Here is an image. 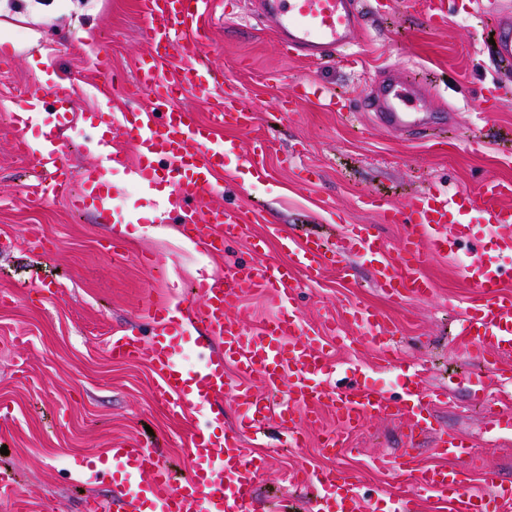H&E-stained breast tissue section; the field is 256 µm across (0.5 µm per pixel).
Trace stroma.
Masks as SVG:
<instances>
[{
  "label": "stroma",
  "instance_id": "obj_1",
  "mask_svg": "<svg viewBox=\"0 0 512 512\" xmlns=\"http://www.w3.org/2000/svg\"><path fill=\"white\" fill-rule=\"evenodd\" d=\"M382 14L368 13L358 64L339 60L310 64L282 57L275 31L251 0H223L215 6L208 41L197 56L217 82L214 93L232 87L253 107L248 129L220 128L215 140L232 139L238 159L227 162L219 181L223 198L258 213L253 235L265 238L263 258L247 242L214 252L189 238L176 219L165 218L171 195L162 184L141 188L128 170L139 154L120 142L108 180L100 187L112 198L111 220L77 210L69 201L36 204L23 188L33 173L17 158L10 115L20 94L45 96L57 79L74 83V110L64 121L62 146L73 171L98 164L92 149L100 135L98 113L122 114L123 93L108 87L102 69L135 78L137 58L148 52L138 0H0V404L11 412L0 422V472L13 478L27 500V512H79L84 495H108V485H83L77 463L113 444L145 441L156 446L179 476L189 470L191 415L170 413L154 394L155 375L142 360L112 359L109 336L137 329L145 315L144 293L163 307L174 306L200 275L222 277L259 261L285 260L271 226L291 235L318 233L339 245L351 225L369 224L391 252H399L407 224L385 223L365 195L395 211L419 192L469 190L485 178L512 183V68L498 67L489 52L492 12L497 0H447L444 24L428 25L413 0H388ZM52 51L54 69L33 68L31 59ZM408 68L432 89L424 110L441 115L445 103L457 112L443 129L439 149L408 141L357 119L330 112L314 101L294 112H278L296 83L328 86L358 106L376 73L387 65ZM488 117H480L481 109ZM271 141L270 179L244 180L242 157L254 138ZM318 171L315 185L300 179L302 167ZM350 275L326 272L317 282L300 281L296 303L308 327L343 326L354 305L377 310L396 329L397 354L420 369L429 389L449 387L476 369L473 357L457 345L458 321L473 290L455 261L433 260L425 269L435 293L425 300H400L375 286L369 267L349 259ZM45 283L42 292L34 286ZM337 362L362 368V382L395 389L399 375L378 367L374 350L359 343L338 347ZM436 428L459 433L475 443L484 467L512 478V435L491 430L481 401L451 389L436 407ZM336 429L331 415L309 426L302 447H289L270 419L259 433L243 435L244 448L267 457L257 482L252 512H308L311 492L295 485L300 469L339 470L358 478L362 512H371L377 493L392 481L390 469L406 446L401 420H369L346 441V452L329 456L322 433ZM386 460L388 469L378 467Z\"/></svg>",
  "mask_w": 512,
  "mask_h": 512
}]
</instances>
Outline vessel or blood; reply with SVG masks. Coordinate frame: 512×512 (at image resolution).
<instances>
[{"instance_id": "1", "label": "vessel or blood", "mask_w": 512, "mask_h": 512, "mask_svg": "<svg viewBox=\"0 0 512 512\" xmlns=\"http://www.w3.org/2000/svg\"><path fill=\"white\" fill-rule=\"evenodd\" d=\"M359 2L256 0L259 12L278 33L281 52L311 62L356 45L364 22ZM213 3L140 0L143 36L153 51L137 62L134 88L136 94L146 95L147 101L133 105L122 118L104 110L98 119L107 131L118 128L120 135L136 146L142 159L131 170L136 181L147 187L169 184L176 209L187 213L184 230L192 239L219 250L224 243L246 238L251 219L241 207L224 205L221 200L218 177L238 146L232 141L214 146L215 130L248 126L252 113L243 107L239 93L212 96L215 78L211 70L187 51L188 43L204 37ZM493 39L491 57L499 63L511 62V8L499 11ZM174 58L180 64L174 74H166L165 67ZM426 92L423 83L388 68L370 84L360 104L371 112L376 125L395 134L419 137L432 125L418 106ZM188 93L207 99L212 112L209 123H197L191 112L178 106V99ZM311 99L329 110L337 106L327 90L298 83L293 101ZM48 102L55 113L69 112L71 87L55 81L48 87L47 98L31 95L21 99L14 119L15 148L37 170L26 187L27 198L46 203L69 195L77 209L91 205L107 211L104 198L86 194L87 187L101 179L99 168L84 169L80 177H73L55 130L45 131L38 140L28 138L30 114L43 111ZM76 180L84 188L77 195L72 192ZM403 219L412 230L397 254L365 225L352 226L332 254L320 238L297 240L278 231L287 263H263L223 279L202 275L195 314L201 328L195 333L185 321L183 308L165 311L147 303L151 336L126 332L111 337L107 349L116 359L147 357L157 376L154 390L158 400L173 412L204 418L206 424L192 433L189 472L179 480L173 478L157 450L146 444L133 447L120 442L102 455L84 458L85 483L107 479L113 486L110 505L89 496L84 512H249L255 485L267 462L263 455L246 453L241 436L260 429L273 413L288 433L289 446L296 447L302 426L315 424L321 410L332 412L340 432L324 436L321 446L327 451L337 449L343 435L360 430L372 418L399 417L411 438L433 431V408L447 400L448 394L427 389L416 370L402 371L397 395L365 384L329 383L336 367L332 351L307 330L295 306V288L298 276L318 278L328 265L347 275L344 256L349 252L359 254L373 268L386 293L416 300L427 299L434 292L433 282L424 273L432 258L469 253L461 274L475 299L465 311L457 336L481 365L479 371L468 375L466 391L472 398H485V369L497 370L512 362V291L504 287L505 271L489 267L479 258L483 244L466 237L464 226L474 221L488 225L497 249L511 255L512 184L489 179L467 191H425L412 197ZM248 293L269 294L279 305L277 315L252 331L226 315ZM350 317L359 332V343L378 350L385 362H393L397 351L391 326L365 306L354 308ZM187 343L200 358L193 368L179 360ZM228 366L236 369L239 382L225 376ZM283 384L288 391L282 402L273 404L263 397V390ZM226 395L237 407L239 418L233 431L218 434L212 429L215 417L210 409ZM436 453L441 464L426 465L413 449H405L393 485L379 492V500L399 504L402 512H415L413 499L398 495L399 489L412 485L446 495L449 512H512V481L497 470H481L483 487L474 490L472 473L479 470L478 456L467 439L453 433L438 434ZM299 480L320 489L312 501V512H360L354 478L338 471L305 470Z\"/></svg>"}]
</instances>
